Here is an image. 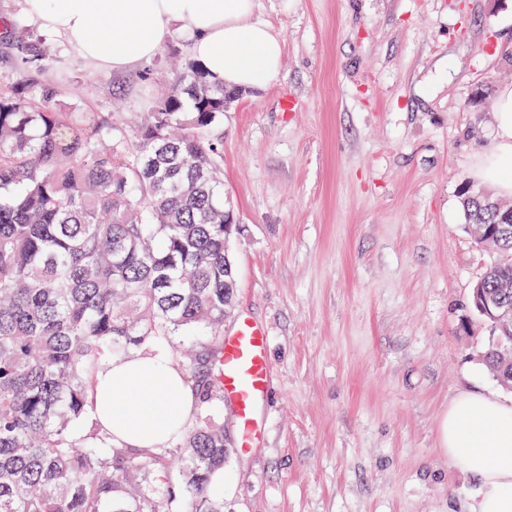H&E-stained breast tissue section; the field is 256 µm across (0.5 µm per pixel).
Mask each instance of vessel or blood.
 I'll use <instances>...</instances> for the list:
<instances>
[{
  "label": "vessel or blood",
  "instance_id": "vessel-or-blood-1",
  "mask_svg": "<svg viewBox=\"0 0 512 512\" xmlns=\"http://www.w3.org/2000/svg\"><path fill=\"white\" fill-rule=\"evenodd\" d=\"M270 383L267 338L252 319L243 318L224 339V391L235 405L238 452H251L260 442L257 411Z\"/></svg>",
  "mask_w": 512,
  "mask_h": 512
}]
</instances>
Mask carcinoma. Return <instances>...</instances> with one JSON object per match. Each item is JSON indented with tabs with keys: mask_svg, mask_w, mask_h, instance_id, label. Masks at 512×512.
I'll return each mask as SVG.
<instances>
[{
	"mask_svg": "<svg viewBox=\"0 0 512 512\" xmlns=\"http://www.w3.org/2000/svg\"><path fill=\"white\" fill-rule=\"evenodd\" d=\"M27 79L0 94V512H224L213 476L232 449L209 413L224 400V88L195 61L126 145L112 117L62 112L48 55L18 22ZM191 100L184 108L183 97ZM476 227L508 207L463 200ZM476 243L499 255L489 294L512 282V234ZM485 355L512 376V327ZM204 336L185 371L202 418L168 450L117 448L85 388L112 357Z\"/></svg>",
	"mask_w": 512,
	"mask_h": 512,
	"instance_id": "obj_1",
	"label": "carcinoma"
}]
</instances>
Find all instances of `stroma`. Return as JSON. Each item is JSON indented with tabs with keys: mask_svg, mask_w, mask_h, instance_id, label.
<instances>
[{
	"mask_svg": "<svg viewBox=\"0 0 512 512\" xmlns=\"http://www.w3.org/2000/svg\"><path fill=\"white\" fill-rule=\"evenodd\" d=\"M282 77L236 92L217 131L237 287L224 320L266 332L262 443L224 465V512H460L477 490L444 466L457 391L511 399L483 366L494 339L469 309L495 260L461 206L512 86V0H258ZM51 49L61 109L112 116L133 142L176 84L172 37L150 64L93 67L0 0Z\"/></svg>",
	"mask_w": 512,
	"mask_h": 512,
	"instance_id": "obj_1",
	"label": "stroma"
}]
</instances>
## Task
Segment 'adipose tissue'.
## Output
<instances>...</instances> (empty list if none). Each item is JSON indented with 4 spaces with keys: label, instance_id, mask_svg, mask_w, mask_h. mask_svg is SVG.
<instances>
[{
    "label": "adipose tissue",
    "instance_id": "obj_1",
    "mask_svg": "<svg viewBox=\"0 0 512 512\" xmlns=\"http://www.w3.org/2000/svg\"><path fill=\"white\" fill-rule=\"evenodd\" d=\"M41 26L61 34L92 66L122 72L151 61L174 35L187 38L209 79L256 90L281 76L283 40L255 19L257 0H27ZM475 176L512 195V87L493 114V141ZM86 399L104 432L123 448L171 447L196 402L172 352L147 345L103 365ZM439 450L448 467L479 483L471 512H512V403L458 392L443 413Z\"/></svg>",
    "mask_w": 512,
    "mask_h": 512
}]
</instances>
